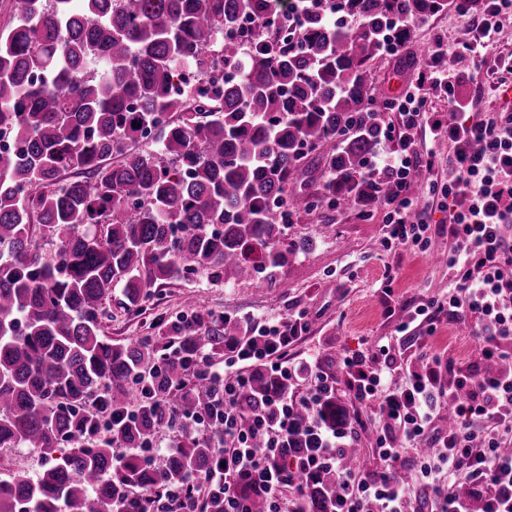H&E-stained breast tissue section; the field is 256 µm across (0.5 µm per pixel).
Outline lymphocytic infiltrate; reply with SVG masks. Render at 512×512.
<instances>
[{
  "label": "lymphocytic infiltrate",
  "mask_w": 512,
  "mask_h": 512,
  "mask_svg": "<svg viewBox=\"0 0 512 512\" xmlns=\"http://www.w3.org/2000/svg\"><path fill=\"white\" fill-rule=\"evenodd\" d=\"M433 49L424 62L427 80L409 84L389 98L388 111L398 125H385L381 140L398 138L397 148L379 149L372 167L391 172L401 189L384 203L388 245L418 246L431 229L407 190L422 164L414 148L421 123L434 136L454 145V174L444 190L448 200V235L453 246L448 266L455 271L447 300L428 298L416 315L449 311L473 322L479 361L461 367L436 352L422 353L417 364L398 362L391 345L377 343L368 352L344 356L340 364L357 401L376 404L385 420L378 436L381 466L358 472L343 470L342 449L356 439L354 424L326 429L317 410L336 392L333 375L312 370L291 348L302 331L304 314L265 321L254 336L230 341L224 372L210 406L190 415L183 428L211 438L215 464L207 476L224 489V512H251L249 500L236 494L240 482L262 492L266 512H300L301 477L337 469L340 491L330 512H408L411 487L400 473L402 455L413 450L417 474L430 485L424 512H472L453 488L459 480L477 492L479 512H512V453L502 446L512 439V114L473 112L461 116L454 91L455 74ZM443 89L459 120L444 125L427 122L429 92ZM268 368L279 388L263 396L259 407L244 411L238 402L251 384L254 366ZM405 382H392L395 372ZM310 382L304 395L295 384ZM455 409L454 422L440 429L436 420L441 399ZM308 414V439L302 454L291 455L296 409Z\"/></svg>",
  "instance_id": "f902f5d3"
}]
</instances>
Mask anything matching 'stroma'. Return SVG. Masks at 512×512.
Listing matches in <instances>:
<instances>
[{"instance_id": "obj_1", "label": "stroma", "mask_w": 512, "mask_h": 512, "mask_svg": "<svg viewBox=\"0 0 512 512\" xmlns=\"http://www.w3.org/2000/svg\"><path fill=\"white\" fill-rule=\"evenodd\" d=\"M458 0H448L445 9L414 21L411 48H428L441 43L447 56H454L459 41H476L477 31L468 22L476 6L460 12ZM512 58V15L506 16L498 42L481 49L475 71L456 76L455 91L463 102H477L485 112L503 108L496 86L508 73L504 59ZM420 65L408 66L383 54L373 63L367 79L385 94L417 80ZM417 153L432 160L431 180L420 183L415 195L425 207L432 226L425 250L386 248L384 213L373 208L360 216L352 209L330 212L329 224H322L319 212L293 215L286 231L289 238L305 239L308 250L290 256L285 269L287 287L270 288L260 280L224 284L201 275L157 282L142 310H127L120 291H113L108 315L101 322L102 335L113 342L130 344L145 337L162 336L171 322L187 312L199 311L205 317L224 316L235 321L285 317L296 311L307 313V328L295 342L292 352L315 357L323 369L331 364L326 349L341 353L368 351L378 340L392 339L397 325L408 320L415 307L432 295H446L453 277L447 258L452 241L448 236V209L440 196L431 194L430 184L447 185L451 177L449 159L453 148L448 141L433 139L430 133L416 136ZM395 277L391 293L381 285L386 274ZM433 334H421L416 345L402 354L413 360L419 350H434L452 357L458 364L476 361L475 344L469 323L448 314H439ZM336 398L351 418L364 422L355 442L366 460L375 457V439L383 427L371 406L359 403L345 381H338Z\"/></svg>"}]
</instances>
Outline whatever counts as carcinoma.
<instances>
[{
    "instance_id": "carcinoma-1",
    "label": "carcinoma",
    "mask_w": 512,
    "mask_h": 512,
    "mask_svg": "<svg viewBox=\"0 0 512 512\" xmlns=\"http://www.w3.org/2000/svg\"><path fill=\"white\" fill-rule=\"evenodd\" d=\"M444 6L312 0L296 36L262 26L243 52L215 38L241 14L263 19L268 0H13L0 32V123L20 143L0 154V451L36 448L46 465L0 480V512H145L142 493L206 480L214 448L193 435L153 463L116 459L114 445L145 447L216 384L190 380L163 336L100 335L106 301L118 288L135 310L156 282L197 274L283 288L306 247L286 238L285 215L394 196L398 182L368 171L387 102L367 69L394 19ZM186 66L205 87L175 89ZM150 132L157 152L139 149ZM242 330L223 318L186 341L215 357ZM142 369L155 370L152 400L134 386ZM271 385L256 372L240 404ZM319 414L348 422L334 397ZM302 482L303 508L327 512L336 471ZM200 512H224V493Z\"/></svg>"
}]
</instances>
